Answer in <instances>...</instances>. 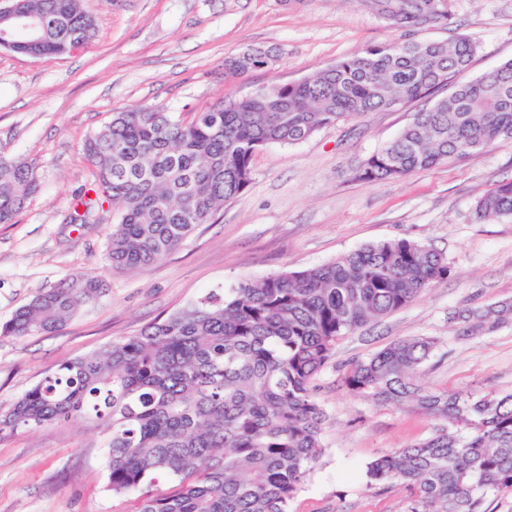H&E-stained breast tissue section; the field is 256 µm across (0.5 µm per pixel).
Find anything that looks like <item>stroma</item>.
Wrapping results in <instances>:
<instances>
[{
  "label": "stroma",
  "mask_w": 512,
  "mask_h": 512,
  "mask_svg": "<svg viewBox=\"0 0 512 512\" xmlns=\"http://www.w3.org/2000/svg\"><path fill=\"white\" fill-rule=\"evenodd\" d=\"M96 37L58 57L0 49V149L31 163L38 189L0 224V325L40 292L81 272L107 291L57 331L0 335V414L60 363L135 334L210 290L297 272L365 245L409 239L443 253L451 275L402 309L337 341L317 375L324 453L288 512H404L406 492L368 485L384 452L432 436L439 421L349 392L346 365L406 338L433 341L419 371L430 391L512 393V218L481 221L477 200L512 181V139L402 179L371 184L353 170L424 104L413 101L326 126L253 159L250 187L165 260L133 273L108 268L111 207L71 223L91 180L83 140L112 112L157 105L190 118L272 83L302 79L363 48L463 36L477 46L465 83L512 59V0H448L449 23L400 29L363 0H83ZM254 48L264 66L232 80L226 59ZM489 312L473 327L463 311ZM103 436L75 420L0 434V512H132L135 495L106 489Z\"/></svg>",
  "instance_id": "35a3bbf8"
}]
</instances>
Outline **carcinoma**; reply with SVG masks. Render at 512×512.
Returning <instances> with one entry per match:
<instances>
[{"mask_svg":"<svg viewBox=\"0 0 512 512\" xmlns=\"http://www.w3.org/2000/svg\"><path fill=\"white\" fill-rule=\"evenodd\" d=\"M376 2L373 12L398 28L449 20L447 0ZM17 3L44 25L16 36L12 52L63 55L96 36L81 0ZM475 52L465 37L392 42L187 121L156 105L114 112L82 144L92 180L71 222L112 205L108 260L114 270L135 272L170 255L242 194L263 147L293 145L337 121L430 99L449 85L448 95L364 159L355 178L399 180L512 139V60L452 85ZM266 58L246 52L226 61L224 75L263 66ZM37 187L28 162L0 151V224L24 210ZM476 213L511 217L512 182L487 192ZM449 275L438 251L394 239L303 271L242 279L60 364L0 415V432L93 421L104 436L108 490H143L133 512H288L323 455L325 413L313 382L336 341ZM103 293L100 274L75 275L19 307L0 335L50 334ZM432 350L427 338L398 340L343 374L354 394L443 422L431 437L371 461L368 483L405 487V512H491L495 499L512 492V394L471 400L425 390L417 374ZM160 481L169 490L147 491Z\"/></svg>","mask_w":512,"mask_h":512,"instance_id":"cac0c4a2","label":"carcinoma"}]
</instances>
